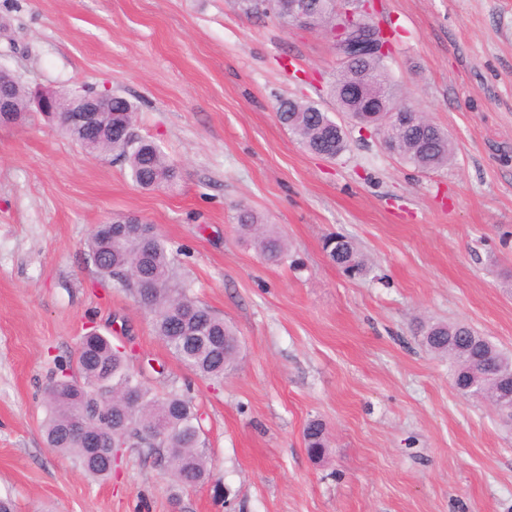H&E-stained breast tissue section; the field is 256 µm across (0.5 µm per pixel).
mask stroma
<instances>
[{
  "mask_svg": "<svg viewBox=\"0 0 512 512\" xmlns=\"http://www.w3.org/2000/svg\"><path fill=\"white\" fill-rule=\"evenodd\" d=\"M392 79L448 132L423 171L337 112L331 39L247 16L231 0H0V67L27 86L111 88L176 167L144 190L28 113L0 127V497L14 512H512V426L458 392L418 324H469L512 352V0H377ZM332 112L327 160L278 121V98ZM282 232L265 262L234 215ZM135 216L179 250L191 293L232 324L237 367L193 375L149 314L88 256L96 225ZM357 243L346 277L327 235ZM131 352L155 391L187 392L210 477L176 484L136 448L86 477L48 446L44 391L87 324ZM330 448L307 451L309 420Z\"/></svg>",
  "mask_w": 512,
  "mask_h": 512,
  "instance_id": "obj_1",
  "label": "stroma"
}]
</instances>
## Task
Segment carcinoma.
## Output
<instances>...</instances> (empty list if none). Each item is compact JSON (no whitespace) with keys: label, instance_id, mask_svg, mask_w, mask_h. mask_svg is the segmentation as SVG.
<instances>
[{"label":"carcinoma","instance_id":"carcinoma-1","mask_svg":"<svg viewBox=\"0 0 512 512\" xmlns=\"http://www.w3.org/2000/svg\"><path fill=\"white\" fill-rule=\"evenodd\" d=\"M309 3L319 14L322 31L330 32L341 22L336 0ZM235 4L247 15L272 16L285 28L296 25L286 0L271 7L265 0H235ZM362 77L368 90L382 95L391 106L412 108L401 99L400 89L391 80L386 56L376 54L359 65L339 64L328 89L336 111L355 120L362 117L358 104L346 94L347 87ZM277 116L312 153L326 152L334 159L347 148L346 131L336 132L337 122L312 102L282 99ZM135 123V105L121 95L112 97V128L96 140L66 125L62 115L56 121L58 130L86 153L124 163L138 187L157 190L170 186L176 177L174 165L159 145L135 133ZM377 127L384 136L397 140L399 155L415 167L429 171L448 165L452 144L438 126L430 128L423 147L412 127L396 129L381 123ZM236 221L243 239L265 261L278 264L288 257L286 239L259 223L254 211L240 210ZM87 248L100 276L115 281L141 303L151 315L156 336L187 369L214 382L224 380V375L235 369L239 336L224 318L190 295L176 255L162 235L142 239L129 231L122 237H111L99 227L89 237ZM336 259L346 272L358 273L363 268L362 255L351 240L344 243L342 258L331 257ZM424 339L429 350L448 356L453 385L460 392L478 377L479 365L488 356L499 358L506 366L512 364L511 356L465 324H432ZM132 387L139 399L135 407L126 401ZM45 403L47 446L75 458L88 477L108 478L112 457L129 447L140 448L180 485L203 483L210 476L204 432L191 401L175 390L159 394L148 387L132 371L128 352L94 330L81 336L74 359L59 366ZM304 437L310 454L319 458L325 454L327 438L322 423L310 422Z\"/></svg>","mask_w":512,"mask_h":512}]
</instances>
